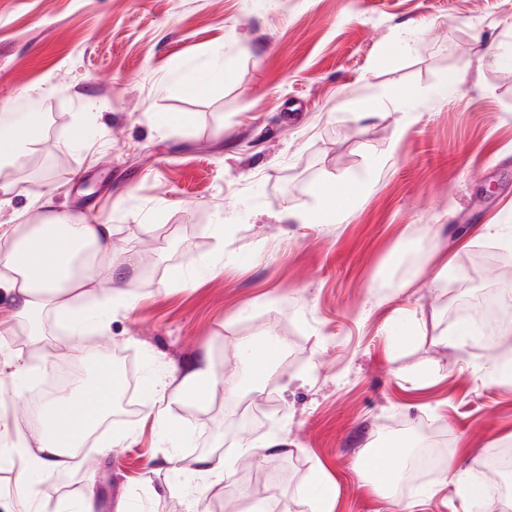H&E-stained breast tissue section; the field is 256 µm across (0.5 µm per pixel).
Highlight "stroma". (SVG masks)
<instances>
[{
	"label": "stroma",
	"mask_w": 512,
	"mask_h": 512,
	"mask_svg": "<svg viewBox=\"0 0 512 512\" xmlns=\"http://www.w3.org/2000/svg\"><path fill=\"white\" fill-rule=\"evenodd\" d=\"M214 51L232 76L196 88ZM451 72L460 89L439 98ZM359 97L377 117L355 119ZM1 105L40 123L0 225L61 209L111 224L126 254L102 286L132 295L87 335L96 358L78 379L132 373L138 409H113L80 467L41 472L46 512L88 483L97 512H187L198 460L220 442L233 474L200 512H240L230 490L309 512L302 489L318 470L336 485L333 512H465L453 477L512 446V379L492 362L512 340L437 346L432 312L450 325L476 287L512 292V243L475 232H512V0H0ZM81 122L86 145L64 148ZM363 175L372 189L342 222L279 223L314 207V183ZM444 256L453 273L438 288ZM397 311L418 323L401 349ZM11 319L0 429L14 434L27 426L14 388L41 393L68 331L49 309L43 341L21 346L28 324ZM271 332L281 348L257 381L239 351ZM205 356L219 378L203 399L156 418L152 379ZM243 404L260 416L225 440ZM422 423L448 441L438 470L373 490L363 457ZM271 437L285 449L238 458Z\"/></svg>",
	"instance_id": "35a3bbf8"
}]
</instances>
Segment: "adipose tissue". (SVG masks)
Wrapping results in <instances>:
<instances>
[{
    "instance_id": "ef3b65f1",
    "label": "adipose tissue",
    "mask_w": 512,
    "mask_h": 512,
    "mask_svg": "<svg viewBox=\"0 0 512 512\" xmlns=\"http://www.w3.org/2000/svg\"><path fill=\"white\" fill-rule=\"evenodd\" d=\"M37 118L25 113L0 121V174L13 171L30 154L36 143ZM370 188L367 177L349 182H318L311 188L314 208L294 213L303 224L336 223L348 215L352 205ZM90 251L83 265H76L79 249ZM117 248L112 227L90 223L83 217L55 212L38 224H15L0 230V291L11 295L18 315L30 318L44 309L71 317V331L64 357L74 364L89 360L90 349L84 338L98 316L88 314L81 299L93 300L101 309L129 307L130 298L101 288V280L111 278ZM218 379L210 359L202 358L153 382L159 413L171 405L200 400L204 391ZM87 396L85 388L74 386L68 394L46 397L36 415L30 434H16L13 447L0 455V466L15 472L7 497L16 499L20 512H44L33 492L36 476L45 468L71 469L77 450L94 431L90 421L75 414V404ZM404 451L388 438L367 459L371 484L386 489L400 466Z\"/></svg>"
}]
</instances>
